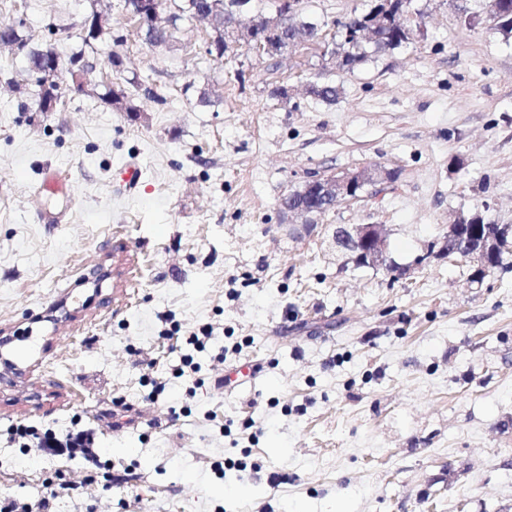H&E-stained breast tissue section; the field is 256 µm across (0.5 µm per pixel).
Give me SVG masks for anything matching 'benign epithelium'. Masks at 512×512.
<instances>
[{
	"mask_svg": "<svg viewBox=\"0 0 512 512\" xmlns=\"http://www.w3.org/2000/svg\"><path fill=\"white\" fill-rule=\"evenodd\" d=\"M161 7V0H136V9L131 19L138 27L157 25L161 19ZM296 11V0H282L279 11L273 16L252 17L244 25L240 23L239 17H234L224 32L226 51L245 46L252 48L259 56L268 55V38L286 34L288 19ZM48 57L47 66L37 72L35 81L40 89L43 112L55 110L59 102L56 89L65 68L56 52L49 53ZM392 178L391 170L374 163L340 175L314 176L311 183L323 196L325 207L331 208L341 200H360L367 188L382 186L391 182ZM280 208L294 221L304 218L303 223L293 228L298 236L312 234L316 227L314 219L323 214V209H310L292 196L283 197ZM334 242L357 267L383 268L388 272L399 273L406 271V268L395 265L389 257L387 230L383 224H347L341 227V234L334 237ZM433 254L458 258L480 269L489 266L491 258L503 263L512 258V225L485 224L479 214L470 217L461 215L448 225L441 237L428 246L426 253L415 259L414 264H422Z\"/></svg>",
	"mask_w": 512,
	"mask_h": 512,
	"instance_id": "obj_1",
	"label": "benign epithelium"
}]
</instances>
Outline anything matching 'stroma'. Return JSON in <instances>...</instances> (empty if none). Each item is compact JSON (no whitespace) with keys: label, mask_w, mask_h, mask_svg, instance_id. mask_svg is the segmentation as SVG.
Returning <instances> with one entry per match:
<instances>
[{"label":"stroma","mask_w":512,"mask_h":512,"mask_svg":"<svg viewBox=\"0 0 512 512\" xmlns=\"http://www.w3.org/2000/svg\"><path fill=\"white\" fill-rule=\"evenodd\" d=\"M111 3L123 42L87 49L85 91L63 78L58 111H35L22 52H0V337L22 365L0 359V495L36 501L60 470L77 488L55 512H512V269L475 286L463 262L414 263L458 215L512 224V39L466 27L474 0H412L423 35L358 70L302 49L274 69L244 47L205 60L195 24L148 46ZM88 7L11 0L0 21L45 39ZM107 72L125 109L100 99ZM314 79L335 103L305 93ZM130 162L133 189L116 179ZM372 163L396 181L293 234L282 197ZM48 167L68 191L34 198ZM345 224L385 225L407 278L329 249ZM167 314L184 336L213 329L191 395ZM244 364L254 378L221 385ZM171 405L188 415L155 426ZM75 422L124 483H85L81 460L8 435ZM229 460L246 470L215 473Z\"/></svg>","instance_id":"35a3bbf8"}]
</instances>
